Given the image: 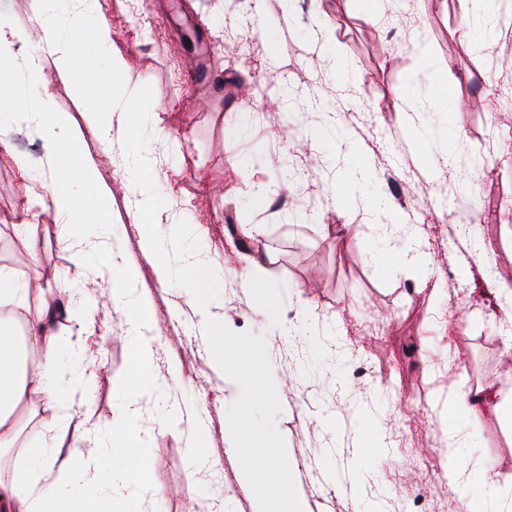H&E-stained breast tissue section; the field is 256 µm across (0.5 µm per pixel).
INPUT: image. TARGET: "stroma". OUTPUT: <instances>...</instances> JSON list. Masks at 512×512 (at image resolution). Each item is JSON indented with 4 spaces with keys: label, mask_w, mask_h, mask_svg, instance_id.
Listing matches in <instances>:
<instances>
[{
    "label": "stroma",
    "mask_w": 512,
    "mask_h": 512,
    "mask_svg": "<svg viewBox=\"0 0 512 512\" xmlns=\"http://www.w3.org/2000/svg\"><path fill=\"white\" fill-rule=\"evenodd\" d=\"M324 3L322 18L315 0H266L260 21L252 0H99L131 84L159 101L143 132L153 142V175L200 224L195 248L224 270L213 285L211 311L225 338L251 337L285 383L278 401L258 404L256 420L289 448L293 492L308 512H363L369 503L380 512H470L467 498L439 476L443 434L428 402L438 390L486 382L512 387V355L502 342L507 316L493 293L500 282L512 283V240L503 236L512 229V22H499L491 41L479 32L465 40L456 0H382L378 25L363 0ZM328 36L357 69V86L338 80L323 51ZM420 38L427 54L416 47ZM435 67L459 106L448 115L422 113L429 140L423 157L402 131L398 94L426 97ZM41 88L68 114L122 234L113 246L93 250L83 270L95 306L72 296L56 323L63 375L90 377L86 403L74 407L66 424L52 408L24 410L19 441L0 457V473L22 466L28 448L50 443L64 425V454L90 460L82 431L111 423L130 370L129 313L110 300L124 282L97 276L115 252L135 266L138 292L157 317L151 375L179 369L173 396L198 410L217 463L192 471L184 435L159 420L154 399L142 397L139 423L153 441L149 492L135 512H197L204 493L230 512H252L239 484V457L224 435L230 407L224 369L211 359L194 303L183 289L161 285L154 259L141 250L135 189L123 177L132 118L113 113L105 142L54 65H46ZM244 109L251 112L246 129L229 133L227 119ZM335 120L373 173L342 206L327 199L325 188L349 160L311 139ZM18 154L38 163L37 127L0 148V263L18 279L38 276L51 288L66 287L71 254L57 240L53 212L29 209ZM478 158L488 160L490 174L475 171ZM262 189L269 203L248 208L245 196ZM378 196L415 230L437 288L388 274L375 261L372 246L390 232L368 209ZM445 199L453 207L444 213ZM28 221L45 227L33 254L12 231ZM241 224L263 228L244 252L234 245ZM251 251L264 256L280 284L300 286L311 305L309 332L297 341L279 336L277 311L258 315L252 292L243 288ZM330 406L331 425L323 421ZM360 411L381 428L386 450L358 472ZM478 432L474 457L512 472V430L487 419Z\"/></svg>",
    "instance_id": "35a3bbf8"
}]
</instances>
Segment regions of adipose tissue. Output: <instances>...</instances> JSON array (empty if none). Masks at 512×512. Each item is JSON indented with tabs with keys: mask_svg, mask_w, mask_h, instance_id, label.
Segmentation results:
<instances>
[{
	"mask_svg": "<svg viewBox=\"0 0 512 512\" xmlns=\"http://www.w3.org/2000/svg\"><path fill=\"white\" fill-rule=\"evenodd\" d=\"M36 24L24 29L0 18V145L8 146L24 125L39 128L44 141L49 174L40 193L29 196L33 208L53 210L58 236L72 252L75 267L89 261L85 240H112L121 229L112 225L97 170L85 159L75 140L67 113L58 111L49 93L31 95L29 86L38 84L45 61H52L60 75L72 79L74 92L84 101L96 134L108 139V114L127 112L138 118L131 138L137 150L126 162L124 177L137 190L135 210L143 226L142 248L157 258L161 282L184 289L197 305L202 322L210 330V353L225 370L224 388L231 398L225 415V433L232 441L251 440L252 446L241 462L240 484L251 498L254 512H307L303 498L288 493L292 460L287 449L275 442L256 443L258 434L251 413L256 390H263L268 402H275L280 384L272 368L257 369L250 358L249 338L228 342L224 327L210 309L211 285L216 269L203 262L176 268L166 255L191 231L182 223L175 235L164 232L176 222L172 204L150 180L151 150L143 144L140 123L153 114L157 99L149 91L128 85V68L123 53L112 44L110 29L100 11L99 0H39ZM23 72H16V61ZM377 261L387 269L406 265L422 280L433 276L431 261L420 250L414 233L387 238L374 245ZM38 294L37 314L26 322L25 331H15L16 316L27 310L31 294ZM113 305L130 312V364L132 374L146 370L152 362L155 317L142 298L129 297L125 290L113 291ZM60 295L40 282L18 281L12 271L0 265V454L15 447L21 433L19 409L27 404L66 408L84 400L87 380L81 375L63 377L61 345L54 328ZM171 387L167 378L153 380L147 389L128 387L117 415L106 432L97 435L93 466L80 459L61 457L48 448L29 449L38 477L25 473L0 479V512H68L72 500H83L87 512H129L130 503L147 490L149 461L144 448L151 437L137 425L139 399L149 391L164 396ZM436 418L448 430L442 450V469L449 484L469 493L480 483L483 495L473 503L474 512H512L505 495L512 491V473L496 469L490 462L470 464L468 452L476 432L466 423L488 417L512 428V389L496 383L458 388L440 394L430 403ZM166 424L186 425L190 462L194 468L214 467L206 452L207 434L180 407L164 408Z\"/></svg>",
	"mask_w": 512,
	"mask_h": 512,
	"instance_id": "ef3b65f1",
	"label": "adipose tissue"
}]
</instances>
